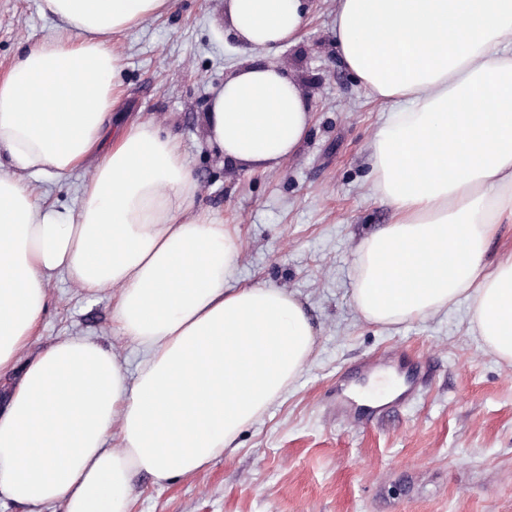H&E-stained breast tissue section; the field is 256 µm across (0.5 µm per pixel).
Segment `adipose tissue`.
Listing matches in <instances>:
<instances>
[{"label": "adipose tissue", "instance_id": "1", "mask_svg": "<svg viewBox=\"0 0 512 512\" xmlns=\"http://www.w3.org/2000/svg\"><path fill=\"white\" fill-rule=\"evenodd\" d=\"M172 0H42L58 33L0 77V497L40 512H133V479L158 486L233 447L308 365L316 329L282 288L232 287L241 242L195 208L181 144L150 120L103 133L120 101L115 35ZM302 0H225L251 58L204 116L229 163L268 169L294 155L311 112L265 53L294 44ZM336 52L386 105L371 191L395 221L364 238L351 288L367 321L426 319L466 298L470 326L512 362V255L487 246L512 224V0H336ZM91 168L77 209L39 202L26 176ZM64 277L112 288V346L61 337L31 350Z\"/></svg>", "mask_w": 512, "mask_h": 512}]
</instances>
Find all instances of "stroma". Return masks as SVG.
Wrapping results in <instances>:
<instances>
[{
	"label": "stroma",
	"mask_w": 512,
	"mask_h": 512,
	"mask_svg": "<svg viewBox=\"0 0 512 512\" xmlns=\"http://www.w3.org/2000/svg\"><path fill=\"white\" fill-rule=\"evenodd\" d=\"M225 0H173L170 12L117 35L123 94L110 130L154 120L181 143L196 202L238 225L235 286L284 288L307 306L317 336L302 375L248 426L235 450L167 486L136 481L135 512H512V364L471 331L459 300L425 320L379 325L351 301L354 251L391 223L370 189V142L385 114L339 60L336 0H310L299 41L269 56L309 100L312 124L299 151L275 169L226 164L203 117L214 90L248 57L224 20ZM41 0H0V73L56 33ZM88 170L30 179L58 209L81 203ZM51 304L34 348L62 336L119 345L129 369L142 358L112 322V292L48 284ZM394 351L398 366H432L409 405L357 427L337 416L348 368Z\"/></svg>",
	"instance_id": "1"
}]
</instances>
